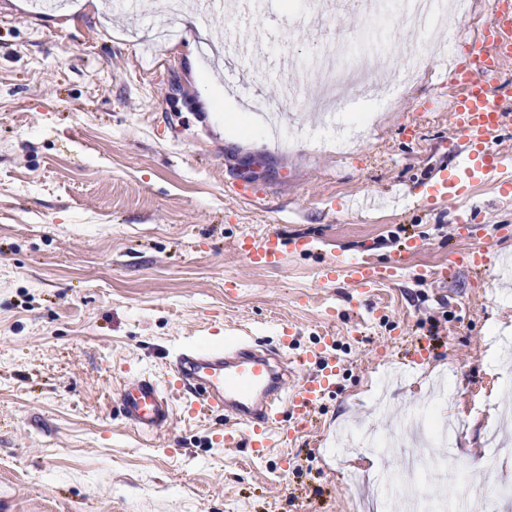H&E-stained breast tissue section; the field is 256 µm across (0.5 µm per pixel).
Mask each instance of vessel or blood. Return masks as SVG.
I'll use <instances>...</instances> for the list:
<instances>
[{
	"instance_id": "obj_1",
	"label": "vessel or blood",
	"mask_w": 512,
	"mask_h": 512,
	"mask_svg": "<svg viewBox=\"0 0 512 512\" xmlns=\"http://www.w3.org/2000/svg\"><path fill=\"white\" fill-rule=\"evenodd\" d=\"M510 46L512 18L494 13L480 34L467 44L464 64L449 72L451 82L458 88L449 108L452 146L447 163L436 169L425 191L430 199L458 203L456 231L466 238L475 232L468 205L475 184L495 176L502 197H512V169L508 168L505 155L495 148L503 114L488 83ZM240 250L252 265L266 268L278 267L285 255L282 238L274 231L257 240L242 241ZM493 258V252L485 247L452 252L441 270L422 268L416 275L426 282L447 280L454 278L458 268L478 271ZM404 266L401 255L384 262L359 253L340 255L319 269L318 281L327 285L345 279L355 287L359 299L366 301L375 288L394 281ZM294 340L292 327L283 328L281 345L291 351L285 366L250 336L237 337L228 350L184 348L172 359L167 385H160L147 375L124 383L119 392L122 414L138 433L154 434L173 422L170 390H182L188 412L223 414L219 440L225 447L244 446L255 456H265L269 449L284 444L289 434L309 429L317 407L336 386L339 367L330 353L335 337L323 334L317 347L299 353L291 350ZM311 364L316 367L312 374L306 371Z\"/></svg>"
}]
</instances>
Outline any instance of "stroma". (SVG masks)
Returning <instances> with one entry per match:
<instances>
[{"label":"stroma","mask_w":512,"mask_h":512,"mask_svg":"<svg viewBox=\"0 0 512 512\" xmlns=\"http://www.w3.org/2000/svg\"><path fill=\"white\" fill-rule=\"evenodd\" d=\"M66 14L26 20L28 0H0V512H397L382 479L400 452L357 450L343 432H403L434 413L461 423L424 494L434 512H466L465 468L512 449V200L473 190L475 238H457L454 203L422 188L448 160L449 112L429 110L445 77L448 43L432 36L430 71L403 81L416 44L394 18L366 21L360 0H305L256 15L240 0L230 18L199 28L171 0H140L116 16L106 0H74ZM254 52L247 112L234 132L204 88L209 48L225 26ZM341 47L398 95L379 101L345 152L301 135L319 96L314 75L289 59ZM301 81L279 115L285 148L266 129L281 80ZM179 127L171 138V127ZM250 176L259 197L233 193ZM373 196L371 209L351 200ZM278 232L280 268L249 264L243 237ZM421 246L369 302L342 281L316 284L341 253L384 261L405 238ZM305 240L308 251L295 250ZM497 265L439 269L449 249L474 244ZM292 325L294 351L336 336V387L313 426L258 458L216 446L223 414L176 409L151 436L128 426L118 390L140 373L165 380L171 358L199 341L253 336L278 350Z\"/></svg>","instance_id":"stroma-1"}]
</instances>
